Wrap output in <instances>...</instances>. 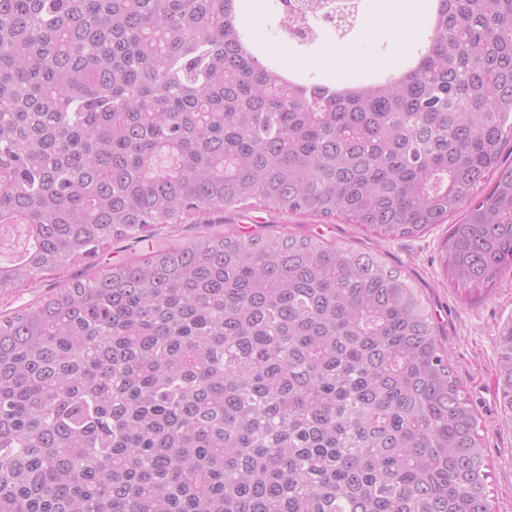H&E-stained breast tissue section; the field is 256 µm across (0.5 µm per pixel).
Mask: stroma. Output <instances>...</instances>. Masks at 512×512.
Masks as SVG:
<instances>
[{"label": "stroma", "mask_w": 512, "mask_h": 512, "mask_svg": "<svg viewBox=\"0 0 512 512\" xmlns=\"http://www.w3.org/2000/svg\"><path fill=\"white\" fill-rule=\"evenodd\" d=\"M361 7L362 21L346 38L322 35L313 43L294 48V55L318 59L326 51L357 45L372 63L354 71L350 82L385 77L386 69L373 65L374 60L390 58L394 52L388 40L372 33L382 4L380 0H361ZM460 219V214L455 213L446 223L418 236L386 239L341 219L326 223L304 215L267 217L254 210L224 215L225 224L246 234L324 235L326 239L375 255L387 269L400 274L416 288L448 353V361L461 381L462 393L477 416L478 432L484 439L485 456L491 465L489 500L493 512H512V423L503 420L496 398V337L505 324L512 323V277L504 278L490 290L462 288L451 281L444 242L451 225Z\"/></svg>", "instance_id": "35a3bbf8"}]
</instances>
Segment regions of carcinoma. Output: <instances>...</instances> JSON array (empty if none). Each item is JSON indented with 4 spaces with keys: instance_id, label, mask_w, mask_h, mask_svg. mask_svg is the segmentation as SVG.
<instances>
[{
    "instance_id": "cac0c4a2",
    "label": "carcinoma",
    "mask_w": 512,
    "mask_h": 512,
    "mask_svg": "<svg viewBox=\"0 0 512 512\" xmlns=\"http://www.w3.org/2000/svg\"><path fill=\"white\" fill-rule=\"evenodd\" d=\"M432 24L414 68L342 93L245 52L236 0H0V296L247 206L386 237L463 207L455 283L511 276L512 0ZM496 346L512 423V324ZM460 389L370 254L160 244L0 314V512H492ZM142 250V245L133 242V240L114 242L110 249L100 252L94 258V261L98 267H105L127 261L132 256L141 254Z\"/></svg>"
}]
</instances>
